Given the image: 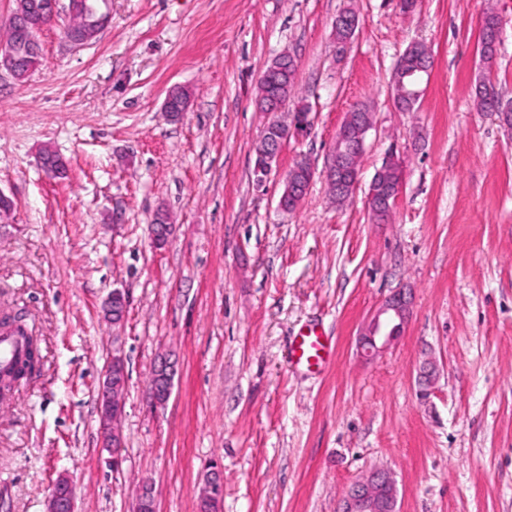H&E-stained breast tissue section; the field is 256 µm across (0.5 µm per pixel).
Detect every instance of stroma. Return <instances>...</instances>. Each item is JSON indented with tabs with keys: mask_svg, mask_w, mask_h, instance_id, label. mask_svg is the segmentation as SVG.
I'll return each instance as SVG.
<instances>
[{
	"mask_svg": "<svg viewBox=\"0 0 512 512\" xmlns=\"http://www.w3.org/2000/svg\"><path fill=\"white\" fill-rule=\"evenodd\" d=\"M109 23L70 48L52 25L24 81L0 70V311L37 337L40 372L0 402V512H46L65 474L75 512H132L152 483L157 512H200L205 468L224 475L220 512H340L349 486L390 469L400 512H512V128L477 109L490 77L512 100V0H109ZM501 21L492 66L480 56L487 9ZM359 28L337 57L333 21ZM414 42L433 66L413 111L390 79ZM298 62L312 127L277 170L253 181L269 117L262 72ZM187 88L179 120L162 109ZM367 105L359 187L336 203L315 177L278 209L286 172L323 168L346 113ZM67 163L62 179L42 148ZM404 170L390 223L364 204L389 148ZM166 209L173 233H148ZM125 291L124 320L103 306ZM412 298L399 338L358 351L395 291ZM335 350L319 373L290 364L299 331ZM129 375L119 467L101 449L97 388L112 355ZM177 374L164 407L150 380ZM436 381L421 395L425 360ZM176 373V363L168 356L161 357L154 368L156 382L150 388V399L154 407H163L170 399Z\"/></svg>",
	"mask_w": 512,
	"mask_h": 512,
	"instance_id": "1",
	"label": "stroma"
}]
</instances>
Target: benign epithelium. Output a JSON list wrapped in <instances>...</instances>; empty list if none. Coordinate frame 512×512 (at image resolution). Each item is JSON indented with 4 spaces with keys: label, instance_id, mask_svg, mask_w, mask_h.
Returning a JSON list of instances; mask_svg holds the SVG:
<instances>
[{
    "label": "benign epithelium",
    "instance_id": "7a95c632",
    "mask_svg": "<svg viewBox=\"0 0 512 512\" xmlns=\"http://www.w3.org/2000/svg\"><path fill=\"white\" fill-rule=\"evenodd\" d=\"M107 0L91 5L88 0H69L67 10H62L60 0H42L39 8L29 9L25 2L6 20L11 31L24 35L30 50L28 65L20 69L16 64L15 48L12 45L0 46V68L9 71L12 76L22 81L38 65L40 49L38 36L45 26L65 18L68 27L76 26L66 41L74 47L88 44L102 32L109 22L108 12L102 9ZM190 93L182 87L169 91L163 103V110L174 118L187 111ZM295 133V121L280 123L267 130L255 149V171L259 174V183H264L272 170L278 166L282 146L286 140L282 132ZM40 164L47 175L59 178L65 173L64 162L55 154L46 151L40 155ZM149 233L158 247L164 246L171 233V225L162 224L157 220L149 225ZM126 297L122 290H112L106 315L112 324L123 321L126 313ZM411 311V303L406 293L398 290L388 297L377 311L368 330L363 334L360 347L367 357H373L381 351L377 344L378 336H384L383 345H388L398 338L403 331ZM177 373L176 363L163 356L154 368L155 384L150 388V399L154 407H163L171 397L174 378ZM128 385V373L123 357L112 356L100 381L99 425L102 446L116 454L124 446V438L119 429V421L124 413L125 393ZM224 485L223 471L220 465L210 467L201 489L200 498L206 502L221 500L219 488ZM75 491L72 482L62 476L50 488L47 498V512H73ZM152 486L144 484L136 493L133 512H144L155 509ZM398 491L393 474L377 468L355 481L347 491L341 512H398Z\"/></svg>",
    "mask_w": 512,
    "mask_h": 512
}]
</instances>
